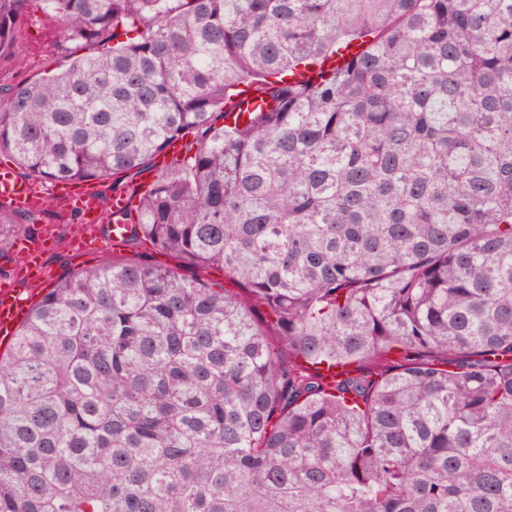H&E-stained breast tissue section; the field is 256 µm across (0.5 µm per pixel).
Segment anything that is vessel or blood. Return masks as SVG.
I'll return each mask as SVG.
<instances>
[{
  "label": "vessel or blood",
  "instance_id": "vessel-or-blood-1",
  "mask_svg": "<svg viewBox=\"0 0 512 512\" xmlns=\"http://www.w3.org/2000/svg\"><path fill=\"white\" fill-rule=\"evenodd\" d=\"M54 195L81 213L84 223L100 224L108 215L123 212L131 207V200L124 193L113 194L108 202H101L93 188L88 185L61 181L53 185L50 192H43L39 183L20 176L14 168H0V205L12 210H26L45 195ZM130 233L126 224H113L107 234L81 240L78 252L98 254L104 249L125 247ZM12 250L22 260L24 269L20 277L0 282V348L9 347L20 323L29 309L40 297L39 286L49 284L54 269L48 265L46 255L49 245H34L27 237H17Z\"/></svg>",
  "mask_w": 512,
  "mask_h": 512
}]
</instances>
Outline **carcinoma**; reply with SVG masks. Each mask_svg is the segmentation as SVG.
<instances>
[{
    "label": "carcinoma",
    "instance_id": "cac0c4a2",
    "mask_svg": "<svg viewBox=\"0 0 512 512\" xmlns=\"http://www.w3.org/2000/svg\"><path fill=\"white\" fill-rule=\"evenodd\" d=\"M33 3L89 52L0 87V153L97 188L193 136L112 222L244 293L48 285L0 512H512V0H0V60Z\"/></svg>",
    "mask_w": 512,
    "mask_h": 512
}]
</instances>
